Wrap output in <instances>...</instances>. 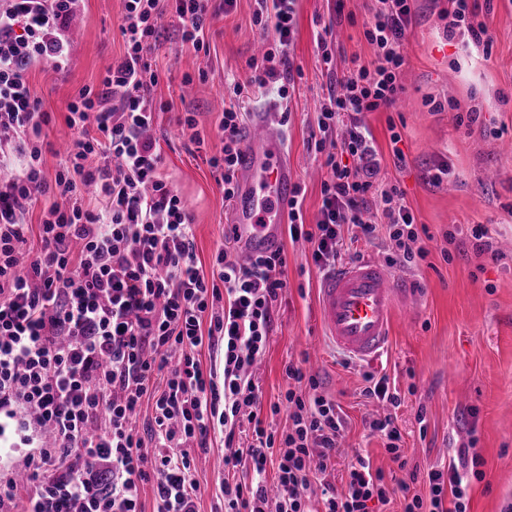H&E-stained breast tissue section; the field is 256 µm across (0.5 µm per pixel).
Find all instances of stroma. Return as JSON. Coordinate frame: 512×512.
<instances>
[{
  "label": "stroma",
  "instance_id": "obj_1",
  "mask_svg": "<svg viewBox=\"0 0 512 512\" xmlns=\"http://www.w3.org/2000/svg\"><path fill=\"white\" fill-rule=\"evenodd\" d=\"M488 10L493 39L489 60L466 58L460 40H446L439 18L444 0H418L416 20L407 32L404 91L396 107L366 113L364 120L384 157L389 178L398 181L417 224L426 225L429 255L414 270L397 268L409 286L407 306L393 324L392 344L374 363L343 367L342 356L322 338L317 290L323 277L308 244L283 239L288 259V288L272 309L273 331L257 377L263 403L286 389L288 362L304 361L325 391L341 404L349 422L344 446L362 451L373 467L399 471L443 468L454 446L477 437L486 477L471 487V512H500L512 495V0H479ZM254 0H237L231 13L212 6L207 23L208 55H188L175 20L163 21L160 40L149 54L162 77L157 101L170 103L154 127L162 149L163 175L181 193L193 217L196 254L211 272L214 254L224 242V194L205 153L178 131L179 113H194L202 135L213 137L224 99V80H246L248 63L264 42L252 25ZM123 0H84L80 30L74 33L69 68L57 72L39 66L29 73L32 93L51 121L42 130L44 171L53 180L59 152L70 136L68 105L79 89L99 87L100 79L124 50L120 24ZM365 0H298V31L290 58L302 79L281 107L290 114L282 131L304 191L305 223H314L321 206V160L307 141L328 78L318 56L316 37L330 28L338 46L337 69L351 57L367 61ZM453 99L461 108L479 106L477 122L458 124L454 112L433 110L432 101ZM402 140L404 166H395L389 125ZM448 162L452 177L435 186L426 179L434 164ZM488 229L491 252H477L470 229ZM455 242H447V231ZM387 374L398 389L414 386L397 412L405 467H398L380 437L364 426L380 412L378 403L360 394L365 372ZM194 477L203 494L198 512H212L224 478V443L213 438L207 451H194Z\"/></svg>",
  "mask_w": 512,
  "mask_h": 512
}]
</instances>
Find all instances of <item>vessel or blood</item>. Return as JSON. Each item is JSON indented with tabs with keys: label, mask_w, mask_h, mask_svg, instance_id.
<instances>
[{
	"label": "vessel or blood",
	"mask_w": 512,
	"mask_h": 512,
	"mask_svg": "<svg viewBox=\"0 0 512 512\" xmlns=\"http://www.w3.org/2000/svg\"><path fill=\"white\" fill-rule=\"evenodd\" d=\"M242 134L237 189L225 221L242 255H266L281 246L295 174L287 145L274 129L273 113H252ZM406 295L405 281L376 260L334 268L319 288L324 340L358 362L380 357L390 346L391 324Z\"/></svg>",
	"instance_id": "vessel-or-blood-1"
}]
</instances>
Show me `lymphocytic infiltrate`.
Segmentation results:
<instances>
[{
	"instance_id": "f902f5d3",
	"label": "lymphocytic infiltrate",
	"mask_w": 512,
	"mask_h": 512,
	"mask_svg": "<svg viewBox=\"0 0 512 512\" xmlns=\"http://www.w3.org/2000/svg\"><path fill=\"white\" fill-rule=\"evenodd\" d=\"M82 0H0V512H196L200 488L190 451L224 437L222 512H470L469 489L483 480L476 438L459 446L464 467L386 476L357 457L342 484L330 476L343 454L340 404L300 364L260 416L255 367L273 330L272 307L288 286L284 251L241 259L232 235L215 253L211 275L198 267L192 218L162 175L152 135L160 73L147 55L162 20L173 15L181 41L208 51L212 0H124L125 51L68 106L71 149L46 182L41 133L50 121L28 70L71 62V26ZM252 21L273 32L247 81L231 80L216 126L220 147L208 159L225 199L237 183L245 87L290 99L296 77L290 48L297 0H256ZM363 36L369 62L337 70L326 37L317 47L328 76L308 145L323 159L322 204L306 229L301 203L288 202L292 239L311 246L322 270L335 268L351 228L365 240L386 234L389 264L415 267L429 255L400 187L382 175L383 156L363 115L392 107L403 91L405 40L414 0H369ZM448 38L463 37L490 56L488 21L476 0H448L440 12ZM54 200L40 205L45 191ZM40 209L39 226L28 215ZM38 248L28 245L30 236ZM208 349L215 364L202 367ZM363 394L385 403L369 422L395 462L404 450L397 410L405 402L388 376L366 374ZM152 414L145 427L137 417ZM152 453H145V445Z\"/></svg>"
}]
</instances>
